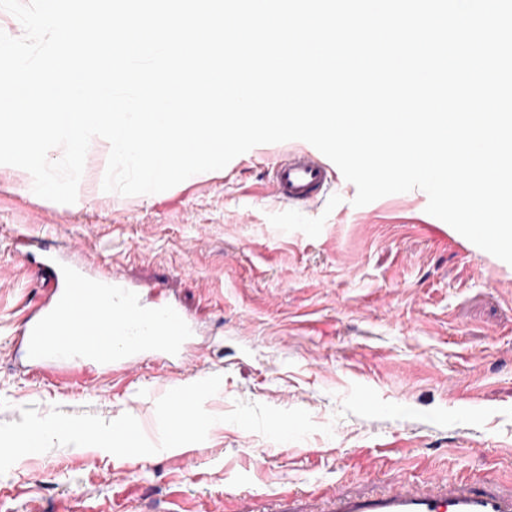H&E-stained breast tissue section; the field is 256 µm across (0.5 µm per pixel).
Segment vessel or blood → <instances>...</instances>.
Masks as SVG:
<instances>
[{"label":"vessel or blood","mask_w":512,"mask_h":512,"mask_svg":"<svg viewBox=\"0 0 512 512\" xmlns=\"http://www.w3.org/2000/svg\"><path fill=\"white\" fill-rule=\"evenodd\" d=\"M333 163L313 146L280 158L271 181L280 202L304 206L321 196ZM41 307L28 313L12 341L15 355L45 372L126 373L138 354L193 361L195 325L174 303L146 305L121 273L61 268L45 286ZM330 512H512V492L494 481L457 479L443 491L398 485L384 495L337 497Z\"/></svg>","instance_id":"vessel-or-blood-1"}]
</instances>
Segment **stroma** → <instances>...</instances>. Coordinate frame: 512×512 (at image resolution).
I'll use <instances>...</instances> for the list:
<instances>
[{"instance_id":"stroma-1","label":"stroma","mask_w":512,"mask_h":512,"mask_svg":"<svg viewBox=\"0 0 512 512\" xmlns=\"http://www.w3.org/2000/svg\"><path fill=\"white\" fill-rule=\"evenodd\" d=\"M279 149L258 145L165 192L123 196L102 189L108 151L96 138L70 205L0 165V423L24 406L129 413L154 440L156 399L218 375L208 412L302 408L332 435L276 443L221 422L204 442L139 464L60 446L0 475V512H79L78 495L102 512H157L175 490L197 512H260L287 482L318 512L325 496L437 474L512 488V265L461 234L441 237L419 189L356 207L341 177L320 202L283 204L268 187ZM86 256L146 303L193 315L195 365L147 357L120 377L58 379L15 362L19 310L42 303L51 258Z\"/></svg>"}]
</instances>
